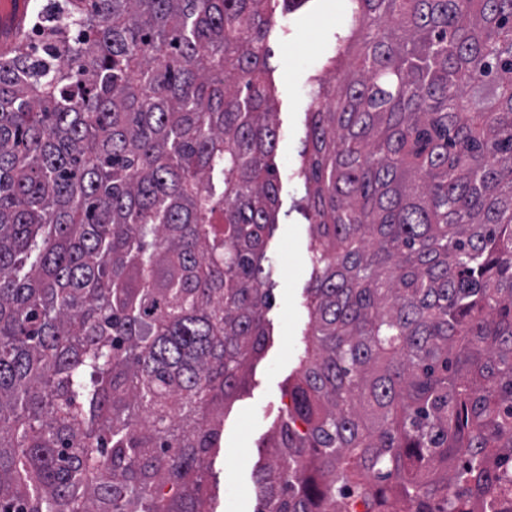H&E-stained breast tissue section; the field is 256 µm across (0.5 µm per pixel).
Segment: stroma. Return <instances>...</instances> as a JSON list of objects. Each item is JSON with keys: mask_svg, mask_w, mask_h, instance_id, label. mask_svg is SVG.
I'll return each instance as SVG.
<instances>
[{"mask_svg": "<svg viewBox=\"0 0 512 512\" xmlns=\"http://www.w3.org/2000/svg\"><path fill=\"white\" fill-rule=\"evenodd\" d=\"M351 22L348 0H307L281 16L274 69L279 138L274 162L280 175L278 222L267 244L272 304L269 344L249 369L244 387L224 411L221 450L211 459L216 512H255L254 473L269 456L270 435L285 415L288 382L298 355L297 337L308 322L303 292L310 278V224L296 204L306 195L298 171L307 136L311 80L327 75L336 33Z\"/></svg>", "mask_w": 512, "mask_h": 512, "instance_id": "35a3bbf8", "label": "stroma"}]
</instances>
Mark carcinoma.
<instances>
[{
    "mask_svg": "<svg viewBox=\"0 0 512 512\" xmlns=\"http://www.w3.org/2000/svg\"><path fill=\"white\" fill-rule=\"evenodd\" d=\"M44 0L0 52V512H209L271 332L279 14ZM311 90L312 273L257 512L512 496V0H349Z\"/></svg>",
    "mask_w": 512,
    "mask_h": 512,
    "instance_id": "cac0c4a2",
    "label": "carcinoma"
}]
</instances>
